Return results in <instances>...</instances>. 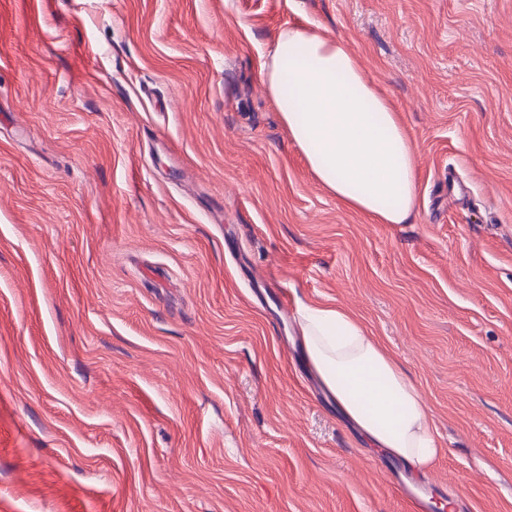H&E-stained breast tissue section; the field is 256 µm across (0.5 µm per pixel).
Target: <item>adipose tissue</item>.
Wrapping results in <instances>:
<instances>
[{
	"label": "adipose tissue",
	"instance_id": "1",
	"mask_svg": "<svg viewBox=\"0 0 512 512\" xmlns=\"http://www.w3.org/2000/svg\"><path fill=\"white\" fill-rule=\"evenodd\" d=\"M261 71L318 183L374 223H409L415 215L417 146L346 41L312 29H285ZM299 326L322 386L370 448L419 472L433 465L441 450L421 390L366 325L341 306L310 303L300 308Z\"/></svg>",
	"mask_w": 512,
	"mask_h": 512
}]
</instances>
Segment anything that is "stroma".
<instances>
[{
  "instance_id": "stroma-1",
  "label": "stroma",
  "mask_w": 512,
  "mask_h": 512,
  "mask_svg": "<svg viewBox=\"0 0 512 512\" xmlns=\"http://www.w3.org/2000/svg\"><path fill=\"white\" fill-rule=\"evenodd\" d=\"M312 26L417 145L410 223L279 119L260 64ZM303 301L420 387L425 482L512 512V0H0V512H413Z\"/></svg>"
}]
</instances>
